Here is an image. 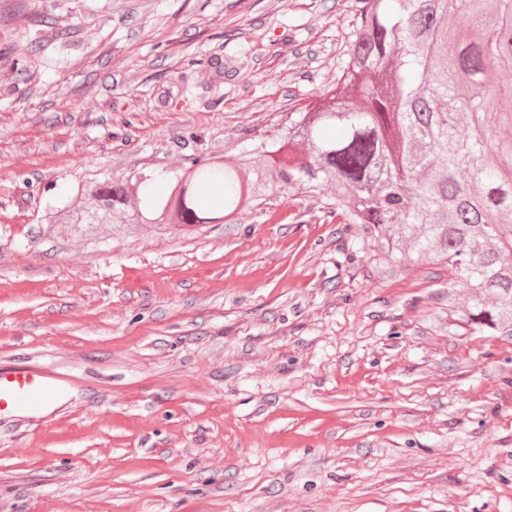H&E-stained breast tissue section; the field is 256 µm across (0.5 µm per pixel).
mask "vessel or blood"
Returning a JSON list of instances; mask_svg holds the SVG:
<instances>
[{"mask_svg":"<svg viewBox=\"0 0 512 512\" xmlns=\"http://www.w3.org/2000/svg\"><path fill=\"white\" fill-rule=\"evenodd\" d=\"M60 379L28 366L0 369V407L28 417L50 410L62 399Z\"/></svg>","mask_w":512,"mask_h":512,"instance_id":"1","label":"vessel or blood"}]
</instances>
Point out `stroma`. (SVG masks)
<instances>
[{
    "mask_svg": "<svg viewBox=\"0 0 512 512\" xmlns=\"http://www.w3.org/2000/svg\"><path fill=\"white\" fill-rule=\"evenodd\" d=\"M358 6L0 0V367L66 390L0 414V512H512V331L332 190L171 235L44 221L97 174L275 135Z\"/></svg>",
    "mask_w": 512,
    "mask_h": 512,
    "instance_id": "1",
    "label": "stroma"
}]
</instances>
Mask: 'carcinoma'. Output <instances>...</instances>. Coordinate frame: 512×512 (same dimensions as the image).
Returning <instances> with one entry per match:
<instances>
[{
  "instance_id": "1",
  "label": "carcinoma",
  "mask_w": 512,
  "mask_h": 512,
  "mask_svg": "<svg viewBox=\"0 0 512 512\" xmlns=\"http://www.w3.org/2000/svg\"><path fill=\"white\" fill-rule=\"evenodd\" d=\"M494 66L512 68V0H362L336 84L284 133L194 160L164 197L142 175L79 183L45 223L166 233L229 222L273 184L332 186L345 223L381 225L388 251L448 265L472 329L512 327V89L490 81Z\"/></svg>"
}]
</instances>
